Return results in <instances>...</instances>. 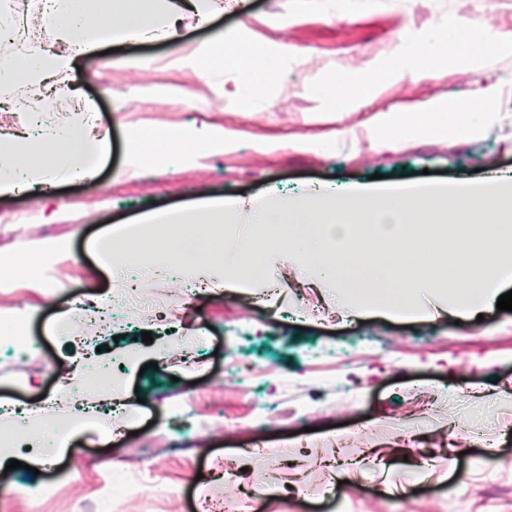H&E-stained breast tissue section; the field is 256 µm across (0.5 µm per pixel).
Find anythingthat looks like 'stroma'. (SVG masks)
Here are the masks:
<instances>
[{"label":"stroma","mask_w":512,"mask_h":512,"mask_svg":"<svg viewBox=\"0 0 512 512\" xmlns=\"http://www.w3.org/2000/svg\"><path fill=\"white\" fill-rule=\"evenodd\" d=\"M225 2L214 0L207 26L186 16L177 40L124 42L118 51L77 58L73 83L110 146L95 178L31 183L0 197L1 212L32 215L27 224H0V314L22 323L36 348L24 364L0 350V407L57 398L61 367L92 356L58 327L65 312L112 291L111 273L90 249L106 230L205 199H251L266 187L302 203L317 188L366 186L377 173L389 185L423 181L427 169L453 182L512 174V43L476 60L434 63L426 77H391L341 112L315 93L343 75L365 82L406 35L428 36L454 16L512 36V0H245L235 11ZM219 36L262 50L276 82L248 101L235 69L202 70ZM448 101L475 104L480 131L454 140L418 134L398 145L369 130L380 113L430 112ZM141 124L201 137L220 127L238 138L202 157L147 162L129 137ZM275 272L282 288L270 304L255 302L252 289L223 288L183 324L114 317L97 345L125 376L130 435L111 442L89 423L57 455L25 437L13 455L22 464L39 457V469L0 473V512H17V486L34 491L49 483L59 490L46 512H94L117 457L133 480L176 489L181 512H208L224 495L209 480L224 469L220 457H236L244 470L239 489L249 493L252 450L261 445L287 450L286 479L267 491L280 512H512L510 502L477 495L512 481V312L433 315L449 297L444 291L421 296L416 317L340 319L328 271L306 276L282 264ZM305 293L327 317L309 315ZM146 331L152 344L141 339ZM188 335L204 373L171 356ZM387 342L392 350L384 356ZM339 347L348 348V361L337 358ZM233 366L259 370L250 397L225 391ZM423 388L485 421L483 446H469L451 413L420 411L414 399ZM190 391L195 401H187ZM255 399L275 408L269 428L249 425ZM306 411L318 414L311 432ZM228 416L239 426L227 432ZM359 431L361 445L340 448L339 438ZM340 453L350 463L348 483L360 486L356 499L346 485L327 497L297 496L302 478L328 470Z\"/></svg>","instance_id":"stroma-1"}]
</instances>
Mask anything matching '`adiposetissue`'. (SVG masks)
<instances>
[{
  "instance_id": "ef3b65f1",
  "label": "adipose tissue",
  "mask_w": 512,
  "mask_h": 512,
  "mask_svg": "<svg viewBox=\"0 0 512 512\" xmlns=\"http://www.w3.org/2000/svg\"><path fill=\"white\" fill-rule=\"evenodd\" d=\"M192 12L199 23L211 17V0H69L63 11L45 7L41 20L51 29L60 51L46 57L22 52L13 39L0 38V59L9 63L4 77L6 84H21L46 92L49 98L64 99L72 94L70 74L75 60L95 52L105 33L119 35L125 41H140L164 35L179 38L178 23L184 12ZM448 29L453 41H440L428 46L422 40H413L409 48L394 57L382 70V77L410 74H430L433 60L477 58L503 44L504 38L492 34L476 22L452 18ZM204 67H233L241 71L250 92L270 85L276 73L265 60L261 50L241 46H226L215 40L203 61ZM478 113L468 103H443L431 112H385L375 123L394 142L423 133L433 137L455 139L472 135ZM131 140L140 147L144 160H152L165 151L173 154L201 155L214 143L223 141V130L201 138L185 130H157L140 127L131 130ZM107 134L93 131L81 123L60 129L43 131L35 140L24 137L8 138L0 142V195H10L19 188L17 177L26 173L40 179L91 178L96 170L86 165L88 151L105 152Z\"/></svg>"
}]
</instances>
